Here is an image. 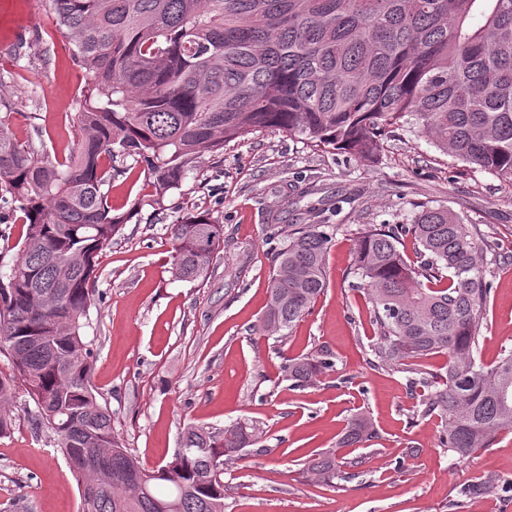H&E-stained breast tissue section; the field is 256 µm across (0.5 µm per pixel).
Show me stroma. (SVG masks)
Listing matches in <instances>:
<instances>
[{
  "instance_id": "stroma-1",
  "label": "stroma",
  "mask_w": 512,
  "mask_h": 512,
  "mask_svg": "<svg viewBox=\"0 0 512 512\" xmlns=\"http://www.w3.org/2000/svg\"><path fill=\"white\" fill-rule=\"evenodd\" d=\"M88 79L53 25L50 0H0V99L9 129L50 156H68ZM145 171L130 166L108 202L130 218L99 257L84 334L94 349L91 383L115 432L149 469L170 462L187 425L221 429L256 421L261 441L229 464L224 512H512V491L485 494V478L512 480V433L460 458L440 445L439 419L413 418L404 373L376 365L363 292L352 289L354 241L379 224L411 223L422 203L448 207L484 244L493 285L476 353L483 363L512 349V185L458 166L402 126L375 157L315 150L277 130L204 153L180 188L151 201ZM337 208L328 288L284 342L262 336L274 252L273 224H306L309 207ZM210 213L224 246L202 282L169 272L170 227ZM326 351L336 370L317 385L283 380L286 357ZM13 427L0 438V512H81V488L23 386L5 405ZM367 415L376 436L343 449L357 477L317 484L302 462L335 445L348 419Z\"/></svg>"
}]
</instances>
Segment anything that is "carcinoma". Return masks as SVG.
<instances>
[{
  "label": "carcinoma",
  "mask_w": 512,
  "mask_h": 512,
  "mask_svg": "<svg viewBox=\"0 0 512 512\" xmlns=\"http://www.w3.org/2000/svg\"><path fill=\"white\" fill-rule=\"evenodd\" d=\"M55 26L91 86L77 102L79 147L51 160L9 131L0 115V222L20 211L24 246L0 275V352L21 381L38 424L81 488L82 512H224L228 488L213 460L262 439L243 420L219 431L186 427L172 461L147 469L112 427L91 384L92 343L82 319L95 296L99 254L127 215L105 188L132 159L147 170L153 201L181 186L199 156L275 129L312 147L371 157L383 136L409 124L445 154L512 183V0H51ZM315 208L310 224H272L276 266L261 332L280 341L328 287L327 250L338 226ZM171 275L205 281L224 243L211 214L171 227ZM411 235L420 265L399 249ZM354 287L365 290L376 363L420 387L415 416H436L441 444L465 458L512 432V351L477 360L493 291L482 248L443 206L424 203L410 224H385L355 243ZM443 354L444 371L416 360ZM335 371L328 354L285 359L295 388ZM369 418L348 422L334 448L303 471L326 486L355 474L338 449L372 437ZM110 452L106 468L82 457Z\"/></svg>",
  "instance_id": "1"
}]
</instances>
